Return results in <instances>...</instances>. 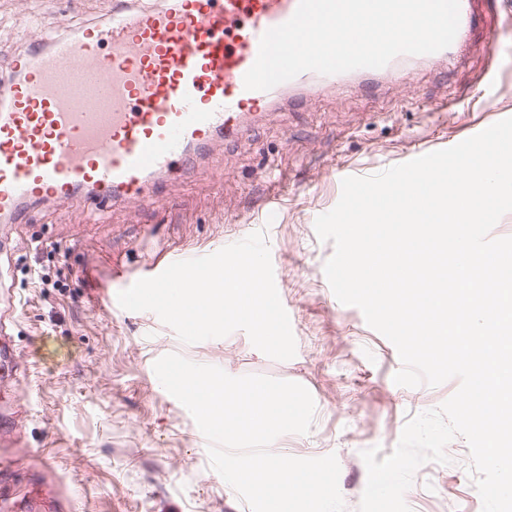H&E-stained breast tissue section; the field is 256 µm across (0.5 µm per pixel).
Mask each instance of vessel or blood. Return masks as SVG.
Wrapping results in <instances>:
<instances>
[{
  "label": "vessel or blood",
  "instance_id": "obj_1",
  "mask_svg": "<svg viewBox=\"0 0 512 512\" xmlns=\"http://www.w3.org/2000/svg\"><path fill=\"white\" fill-rule=\"evenodd\" d=\"M475 2L460 0L446 49L380 69L308 71L256 91L243 78L260 38L289 20L298 0H165L159 8L118 0L108 18L38 39L12 61L14 80L0 97V230L23 223L35 202L158 205L161 176L193 168L215 142H239L265 113L291 112L342 82L377 89L416 60L454 65L477 26Z\"/></svg>",
  "mask_w": 512,
  "mask_h": 512
}]
</instances>
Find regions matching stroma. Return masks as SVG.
Masks as SVG:
<instances>
[{
  "label": "stroma",
  "mask_w": 512,
  "mask_h": 512,
  "mask_svg": "<svg viewBox=\"0 0 512 512\" xmlns=\"http://www.w3.org/2000/svg\"><path fill=\"white\" fill-rule=\"evenodd\" d=\"M114 0H0V66L35 36L49 11L60 28L102 20ZM512 117V0H484L467 55L456 66L412 69L378 93L338 88L280 123L268 116L249 137L159 186L165 209L117 204L93 216L80 203L35 205L0 249V279L12 303L0 320L14 357L0 360V512H20L29 488L51 512H251L210 466L190 412L153 365L177 353L239 377L256 374L308 389V434H284L273 452L335 454L345 512H359L364 449L389 455L413 415L441 405L458 379L397 385L395 346L357 307L340 303L324 273L332 243L316 218L335 207L343 178L367 177L417 151L454 146ZM264 231L296 354L274 360L245 331L195 344L153 312L124 310L120 291L144 278L145 255L208 256ZM44 270L39 283L35 270ZM449 463L418 469L404 499L411 512H482L467 472L466 440ZM52 457L54 468L43 465Z\"/></svg>",
  "instance_id": "obj_1"
}]
</instances>
